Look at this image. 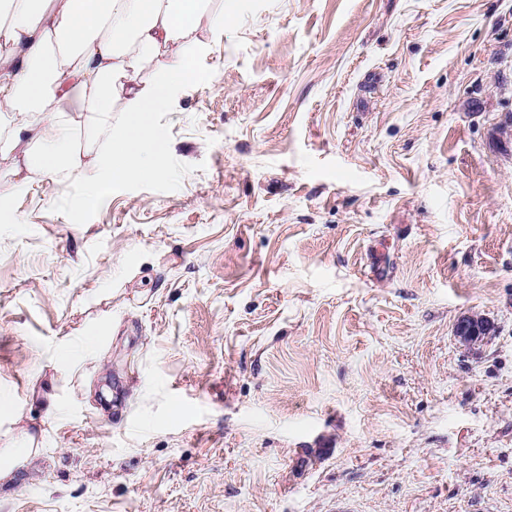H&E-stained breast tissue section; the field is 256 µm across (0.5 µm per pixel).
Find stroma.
Wrapping results in <instances>:
<instances>
[{
    "label": "stroma",
    "instance_id": "1",
    "mask_svg": "<svg viewBox=\"0 0 512 512\" xmlns=\"http://www.w3.org/2000/svg\"><path fill=\"white\" fill-rule=\"evenodd\" d=\"M210 7L153 179L0 185V512H512V0ZM493 325L484 317L467 314L455 324L454 335L464 345H475L491 335Z\"/></svg>",
    "mask_w": 512,
    "mask_h": 512
}]
</instances>
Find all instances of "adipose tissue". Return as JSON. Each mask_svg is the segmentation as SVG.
<instances>
[{
    "mask_svg": "<svg viewBox=\"0 0 512 512\" xmlns=\"http://www.w3.org/2000/svg\"><path fill=\"white\" fill-rule=\"evenodd\" d=\"M226 20L206 0H0V178L22 186L75 176L92 200L101 172L155 177L152 116L174 88L203 81L195 61ZM160 56L163 69L142 79Z\"/></svg>",
    "mask_w": 512,
    "mask_h": 512,
    "instance_id": "ef3b65f1",
    "label": "adipose tissue"
}]
</instances>
